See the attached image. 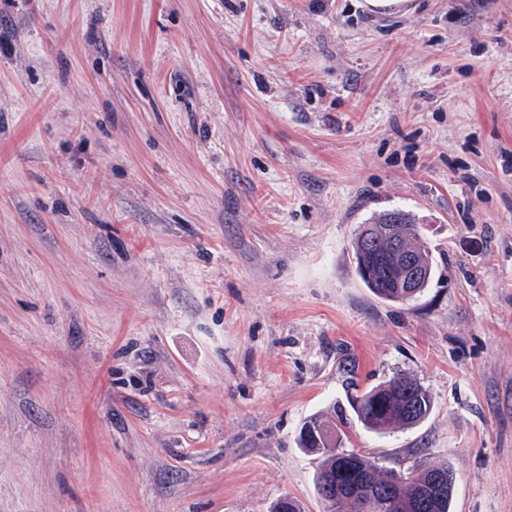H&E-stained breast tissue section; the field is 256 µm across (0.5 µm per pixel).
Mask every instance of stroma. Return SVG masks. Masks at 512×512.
Returning <instances> with one entry per match:
<instances>
[{
	"instance_id": "1",
	"label": "stroma",
	"mask_w": 512,
	"mask_h": 512,
	"mask_svg": "<svg viewBox=\"0 0 512 512\" xmlns=\"http://www.w3.org/2000/svg\"><path fill=\"white\" fill-rule=\"evenodd\" d=\"M0 0V512H324L309 416L512 512V0ZM402 209L417 298L363 284ZM360 8L371 15L385 16L393 14H408L413 11V0H362ZM395 211L404 214L403 222L397 224L391 235L387 236L383 233L384 226L389 224L388 215ZM417 224L414 215L394 209L378 215L372 224H364L355 238L353 250L359 274L366 288L377 297L389 301H406L413 298L406 296L409 288H412L410 294L416 293L419 288L420 292L423 290L424 274L408 254H398L403 269V277L400 279L401 269L395 257L397 251L404 247L414 252V257L426 271L425 287L432 278V253L423 242ZM365 270H373L375 276L367 278ZM358 424L379 436L424 422L434 410L431 394L415 378L400 375L349 401Z\"/></svg>"
}]
</instances>
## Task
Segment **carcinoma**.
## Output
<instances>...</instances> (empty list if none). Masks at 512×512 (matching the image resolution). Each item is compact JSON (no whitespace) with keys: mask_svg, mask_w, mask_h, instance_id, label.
<instances>
[{"mask_svg":"<svg viewBox=\"0 0 512 512\" xmlns=\"http://www.w3.org/2000/svg\"><path fill=\"white\" fill-rule=\"evenodd\" d=\"M388 215L387 211L373 223L362 226L354 240L355 260L364 285L374 295L389 301H406L408 289L397 287L401 277L397 251L404 247L412 250L429 279L433 276L432 253L422 240L415 216L408 212L391 235H385ZM349 405L357 423L379 436L399 428L416 427L434 410L428 390L404 374L352 398ZM304 425L313 427L317 438L300 436L299 446L318 460L315 487L322 483L329 486V493L336 496L335 512H366L362 495L373 488L383 493L381 512H416V497L429 489L436 478L442 483V512H451L456 487V473L451 465H412L405 482L398 480L393 470L360 454L350 457L343 466L339 455L344 451L346 433L319 415L311 416Z\"/></svg>","mask_w":512,"mask_h":512,"instance_id":"obj_1","label":"carcinoma"}]
</instances>
